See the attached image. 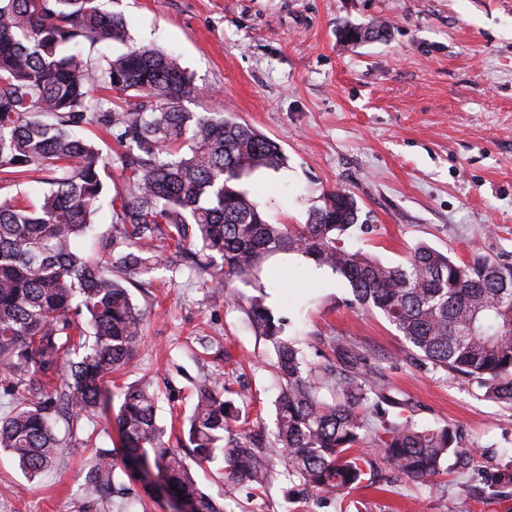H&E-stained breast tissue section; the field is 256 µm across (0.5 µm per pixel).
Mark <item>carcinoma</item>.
Listing matches in <instances>:
<instances>
[{"mask_svg": "<svg viewBox=\"0 0 512 512\" xmlns=\"http://www.w3.org/2000/svg\"><path fill=\"white\" fill-rule=\"evenodd\" d=\"M108 0H0V182L18 186L32 172L49 185L38 204L0 202V387L16 396L0 417V448L34 479L56 460L60 418L106 407L108 378L142 340L143 313L127 288L154 270L159 243H175L215 288L248 281L277 253H297L343 277L354 304L380 312L434 372L458 375L512 406V263L476 252L457 264L425 245L390 265L346 245L370 225L347 189L309 210L305 224H272L260 193L247 187L262 169L284 164L278 143L224 109L183 107L194 87L176 59L131 47L114 57L67 50L124 43V18ZM117 96H112V93ZM95 125L123 148L111 158L77 134ZM126 173L116 207L123 250L91 259L79 247L107 192L112 163ZM269 342L281 394L267 444L240 432V408L214 376L197 399L179 447L164 440L159 391L137 384L115 416L122 448L96 450L87 487L105 492L117 465L154 468L192 512H223L199 487L192 466L223 454L228 478L267 488L281 463L291 482L332 499L355 484L390 482L381 457L412 483L441 487L442 464L460 454L448 427L425 429L392 413L401 405L384 377L367 368L356 344L332 338L335 360L310 364L284 337V320L253 298L243 308Z\"/></svg>", "mask_w": 512, "mask_h": 512, "instance_id": "carcinoma-1", "label": "carcinoma"}]
</instances>
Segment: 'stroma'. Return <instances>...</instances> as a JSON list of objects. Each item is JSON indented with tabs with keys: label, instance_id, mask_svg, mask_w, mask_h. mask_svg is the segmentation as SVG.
<instances>
[{
	"label": "stroma",
	"instance_id": "35a3bbf8",
	"mask_svg": "<svg viewBox=\"0 0 512 512\" xmlns=\"http://www.w3.org/2000/svg\"><path fill=\"white\" fill-rule=\"evenodd\" d=\"M129 44L176 57L195 92L184 106L225 114L276 141L283 178L264 172L268 220L303 224L311 205L339 188L353 192L372 226L347 242L398 264L417 245L456 262L474 252L512 262V0H114ZM383 24L385 38L347 43L343 28ZM109 197L94 218L87 252L112 247L111 197L124 192L121 169L107 179ZM144 315L139 350L112 377L113 395L151 383L163 388L159 418L175 440V417H187L197 385L223 374L229 399L247 427L274 426L280 389L272 346L256 336L230 295L264 296L288 318V336L313 363L330 357L328 339L362 347L370 369L408 402L419 427H450L472 449L467 468L443 463L447 492L395 482L351 490L360 512H512V408L487 399L466 381L410 359L394 327L378 312L352 307L347 281L297 253L264 262L251 285L231 280L206 288L184 266L161 268L131 287ZM62 451L53 469L28 479L0 452V512H172L168 493L135 504L122 471L109 497L83 485L94 447L116 446L114 413L58 421ZM224 512H341L279 476L264 492L231 484L224 465L197 470Z\"/></svg>",
	"mask_w": 512,
	"mask_h": 512
}]
</instances>
